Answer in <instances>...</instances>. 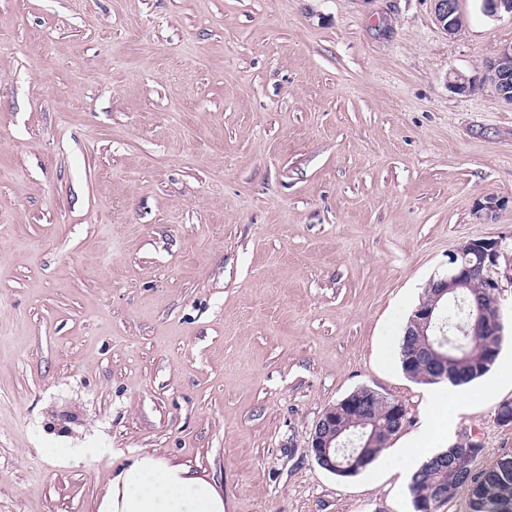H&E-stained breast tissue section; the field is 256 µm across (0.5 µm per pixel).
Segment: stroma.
Segmentation results:
<instances>
[{"label":"stroma","mask_w":512,"mask_h":512,"mask_svg":"<svg viewBox=\"0 0 512 512\" xmlns=\"http://www.w3.org/2000/svg\"><path fill=\"white\" fill-rule=\"evenodd\" d=\"M458 6L451 36L433 0H0V512H98L142 454L224 512H414L397 449L443 387L385 339L477 238L508 332L456 431L512 454V106L448 86L512 17ZM361 387L407 419L338 476L311 431Z\"/></svg>","instance_id":"35a3bbf8"}]
</instances>
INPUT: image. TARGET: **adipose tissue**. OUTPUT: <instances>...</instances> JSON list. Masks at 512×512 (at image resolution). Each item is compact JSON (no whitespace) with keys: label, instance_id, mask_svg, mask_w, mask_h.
<instances>
[{"label":"adipose tissue","instance_id":"adipose-tissue-1","mask_svg":"<svg viewBox=\"0 0 512 512\" xmlns=\"http://www.w3.org/2000/svg\"><path fill=\"white\" fill-rule=\"evenodd\" d=\"M99 512H224V498L188 468L143 454L112 475Z\"/></svg>","mask_w":512,"mask_h":512}]
</instances>
